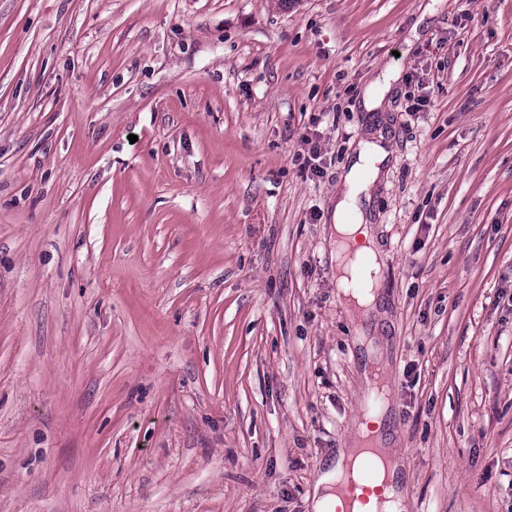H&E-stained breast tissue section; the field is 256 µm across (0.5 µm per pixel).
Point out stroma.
<instances>
[{
    "label": "stroma",
    "instance_id": "1",
    "mask_svg": "<svg viewBox=\"0 0 512 512\" xmlns=\"http://www.w3.org/2000/svg\"><path fill=\"white\" fill-rule=\"evenodd\" d=\"M359 328L409 512H512V0H0V512H311ZM390 153L380 142L358 144L349 171L343 176V185L336 192V203L332 214V240L336 254L337 296L350 314L352 321L379 314L381 303L379 272V246L374 229L366 215L357 206V198L365 193L367 202L371 185L377 182ZM351 215V219H347ZM354 257V258H352ZM366 257L375 272L364 290L353 288L350 277L354 276L359 258ZM357 341L361 346H364L367 358V365L363 366L362 378L367 392L374 394L377 391V380L379 371V364L382 358L386 355L388 348L385 345H379L375 342V338L367 339V336H357ZM376 360L373 366L369 364Z\"/></svg>",
    "mask_w": 512,
    "mask_h": 512
}]
</instances>
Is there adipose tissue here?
<instances>
[{
  "label": "adipose tissue",
  "mask_w": 512,
  "mask_h": 512,
  "mask_svg": "<svg viewBox=\"0 0 512 512\" xmlns=\"http://www.w3.org/2000/svg\"><path fill=\"white\" fill-rule=\"evenodd\" d=\"M390 153L380 142L359 143L353 162L343 176V185L336 194L333 209L332 240L336 254L337 296L352 320H361L378 313L381 303L378 279H371L365 289L353 288V277L358 258H367L371 269L379 267V246L369 217L357 205L359 194L368 192L379 179ZM372 442L384 455L390 471V486L386 492L385 512H407L409 507L403 479L402 465L391 449V431L386 426L368 430L359 426L348 447L337 449L336 458L330 461L314 484L311 497L313 512H328L336 501V486L347 471H359L364 458L357 455V448Z\"/></svg>",
  "instance_id": "obj_1"
}]
</instances>
